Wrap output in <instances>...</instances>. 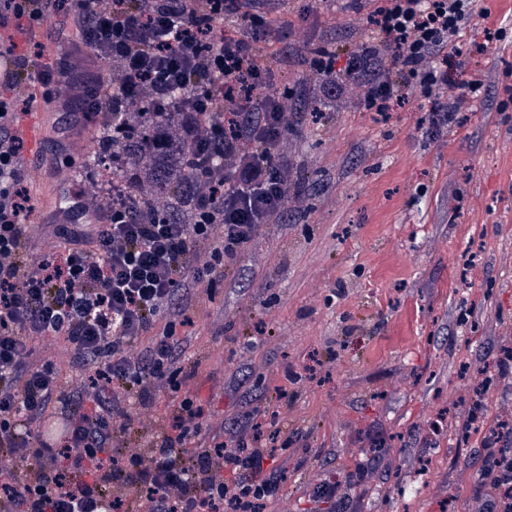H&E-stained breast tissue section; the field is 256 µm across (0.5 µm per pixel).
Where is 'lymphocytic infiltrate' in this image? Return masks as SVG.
Masks as SVG:
<instances>
[{"instance_id":"lymphocytic-infiltrate-1","label":"lymphocytic infiltrate","mask_w":512,"mask_h":512,"mask_svg":"<svg viewBox=\"0 0 512 512\" xmlns=\"http://www.w3.org/2000/svg\"><path fill=\"white\" fill-rule=\"evenodd\" d=\"M256 0H0V13L43 25L45 9L67 12L85 51L67 64L71 125L111 100L98 64L121 59L126 89L157 95L193 87L189 104L200 126L194 158H223L192 188L193 219L150 217L115 203L105 224H59L60 250L25 259L34 210L21 166L23 145L9 131L30 99H0V512H262L283 477L264 472L278 433L253 428L233 447L216 444L183 455L204 415L181 398L152 448H116L112 438L133 422L155 388L179 391L186 378L177 340L188 319L185 281H213L259 226L288 208V163L266 158L290 127L288 101L271 91L272 74L253 41L268 28ZM475 0H380L367 16L377 37L344 68L370 112L385 113L410 88L428 101V132L454 121L448 51L455 48ZM36 75L43 99L55 100L54 70L38 55L10 59L0 80ZM150 344H143V337ZM65 340L82 376L70 387L58 368L33 357V344ZM94 399L86 411L85 399ZM66 410L63 439L47 442L41 422L52 402ZM135 488L136 499L123 495Z\"/></svg>"}]
</instances>
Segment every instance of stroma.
I'll return each mask as SVG.
<instances>
[{
	"instance_id": "stroma-1",
	"label": "stroma",
	"mask_w": 512,
	"mask_h": 512,
	"mask_svg": "<svg viewBox=\"0 0 512 512\" xmlns=\"http://www.w3.org/2000/svg\"><path fill=\"white\" fill-rule=\"evenodd\" d=\"M487 17L462 29L448 60L458 121L420 129L423 100L388 117L350 85L312 69L316 50L345 59L373 43L372 0H262L300 29L272 27L255 46L288 85V211L261 225L213 285L186 283L181 395L205 410L193 447L229 442L262 422L285 449L266 460L279 494L263 512H480L491 457L512 456V0H478ZM500 30L487 41L486 28ZM483 81L479 96L467 84ZM38 150L22 166L35 206L26 253L61 245L66 186L98 137L70 129L60 105L40 114ZM476 253L468 278L460 272ZM286 389L287 399L276 397ZM481 393L482 427L466 432ZM181 395L158 388L115 446L147 448Z\"/></svg>"
}]
</instances>
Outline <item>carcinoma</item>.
I'll list each match as a JSON object with an SVG mask.
<instances>
[{
    "label": "carcinoma",
    "mask_w": 512,
    "mask_h": 512,
    "mask_svg": "<svg viewBox=\"0 0 512 512\" xmlns=\"http://www.w3.org/2000/svg\"><path fill=\"white\" fill-rule=\"evenodd\" d=\"M191 94L175 88L163 105L146 91L128 95L117 105L120 114L105 119L99 150L88 153L85 166L112 165V183L124 198L189 221L187 191L200 175L191 153L189 112L182 106ZM84 194L91 208H112L114 194L107 185L92 179Z\"/></svg>",
    "instance_id": "obj_1"
}]
</instances>
